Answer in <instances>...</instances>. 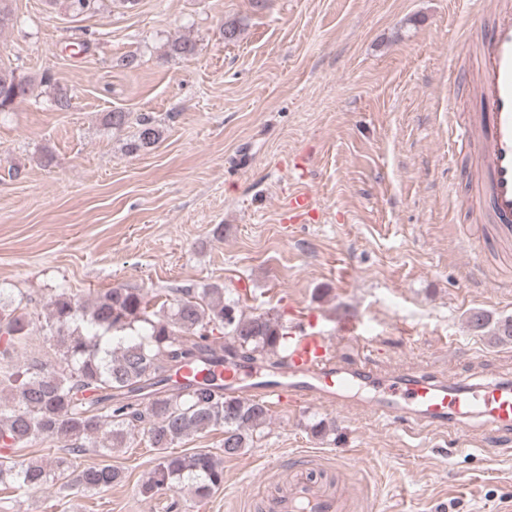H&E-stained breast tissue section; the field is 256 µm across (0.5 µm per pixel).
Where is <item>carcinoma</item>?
<instances>
[{"instance_id": "cac0c4a2", "label": "carcinoma", "mask_w": 512, "mask_h": 512, "mask_svg": "<svg viewBox=\"0 0 512 512\" xmlns=\"http://www.w3.org/2000/svg\"><path fill=\"white\" fill-rule=\"evenodd\" d=\"M103 0H66L74 16L100 11ZM53 87L56 107L71 106V92L44 74ZM33 80L0 67V112L30 93ZM153 117L137 121L127 144L130 154L150 150L158 141ZM178 296L162 312L150 310L145 295L132 288H111L84 306L66 291L46 303L34 319L23 299L0 296V387L15 405L0 410V485L33 488L57 484L97 493L119 484L122 470L110 464L80 466L83 442L109 456L139 428L159 451L142 492L190 489L199 500L224 485V458L254 443L268 422L269 405L261 398L226 394L206 384L169 385L172 375L217 351L268 367L288 356V323L268 312L247 314L235 299H224V287L177 288ZM55 341L53 362L12 363L14 351L34 336ZM216 427L224 428L220 453L187 455L166 452L180 440ZM66 443L67 454L52 465L33 460L15 465L4 453L35 440Z\"/></svg>"}]
</instances>
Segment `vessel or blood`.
<instances>
[{"label":"vessel or blood","instance_id":"b4317fda","mask_svg":"<svg viewBox=\"0 0 512 512\" xmlns=\"http://www.w3.org/2000/svg\"><path fill=\"white\" fill-rule=\"evenodd\" d=\"M493 15L477 39H463L461 51H475L474 90L481 111L456 124L451 133L474 158L467 204L480 219L512 232V0H483ZM313 205L307 193L288 200V221L303 222ZM352 322L335 335L299 320L293 323L286 366L264 373L237 359L212 357L201 370L184 368L182 376L247 394L274 405L296 407L319 402L343 411L351 408L348 389L382 381L384 391L373 404L375 414L390 420L445 426L473 417L493 431L512 429V382H448L404 372L380 377L367 362L341 363L338 342L355 333ZM347 492L301 473L286 491L268 496L264 512H349Z\"/></svg>","mask_w":512,"mask_h":512}]
</instances>
